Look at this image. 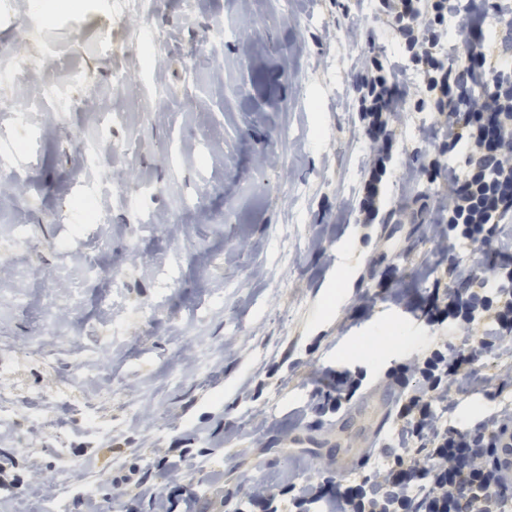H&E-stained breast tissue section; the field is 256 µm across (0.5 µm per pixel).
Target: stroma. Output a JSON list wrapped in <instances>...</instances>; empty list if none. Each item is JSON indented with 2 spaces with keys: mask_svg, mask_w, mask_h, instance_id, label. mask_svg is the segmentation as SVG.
Instances as JSON below:
<instances>
[{
  "mask_svg": "<svg viewBox=\"0 0 512 512\" xmlns=\"http://www.w3.org/2000/svg\"><path fill=\"white\" fill-rule=\"evenodd\" d=\"M83 2L77 14L35 17L12 0L0 13V51L53 50L96 87L74 93L67 117L35 113L14 167L20 188L0 193V243L17 226L30 231L21 260L0 269V453H18L21 470L37 462L56 487L0 512H73L79 498L116 512L109 478L165 485L159 448L188 449L185 489L208 512L245 507L255 480L279 493L358 478L391 432L358 420L357 453L336 466L335 416L305 410L318 374L363 372L368 395L435 343L466 340L413 312L418 268L448 258L395 212L431 193L427 181L400 180L429 114L408 117L392 148L393 217L366 227L342 209L363 187L369 152L348 108L359 66L346 30L360 22L359 51L393 54L396 39L369 0H157L145 24L165 41L146 57L136 16ZM217 27L226 36L212 52ZM156 86L165 98L152 104L144 93ZM115 108L126 114L112 129L123 153L103 177L157 188L132 209L102 196L101 225L59 224L87 189L73 142ZM390 266L401 301L356 315ZM117 267L125 276L109 280ZM509 362L495 349L476 362L485 384L458 393L457 424L494 407L495 374ZM77 448L97 451L95 467L80 465Z\"/></svg>",
  "mask_w": 512,
  "mask_h": 512,
  "instance_id": "stroma-1",
  "label": "stroma"
}]
</instances>
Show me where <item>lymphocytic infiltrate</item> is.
<instances>
[{"instance_id": "obj_1", "label": "lymphocytic infiltrate", "mask_w": 512, "mask_h": 512, "mask_svg": "<svg viewBox=\"0 0 512 512\" xmlns=\"http://www.w3.org/2000/svg\"><path fill=\"white\" fill-rule=\"evenodd\" d=\"M375 13L397 38L396 55L367 54L355 77L359 121L372 145L364 192L347 199L363 223L384 208L380 186L405 112L432 113L419 127L420 164L404 181L437 187L442 218L424 236L443 243L450 259L439 273L421 269L432 287L419 307L431 324L470 335L466 349H430L389 372L397 395L386 459L349 484L324 481L295 490L289 512H512V484L491 457L497 433L512 428V401L466 428L451 425L458 401L449 384L478 385L473 365L490 349H512V258H455L458 247L501 240L512 226V0H377ZM362 380L348 371L322 378L308 403L312 413L341 410ZM186 454L167 465L168 489L138 483L120 490L154 502L156 512H197L183 490Z\"/></svg>"}]
</instances>
